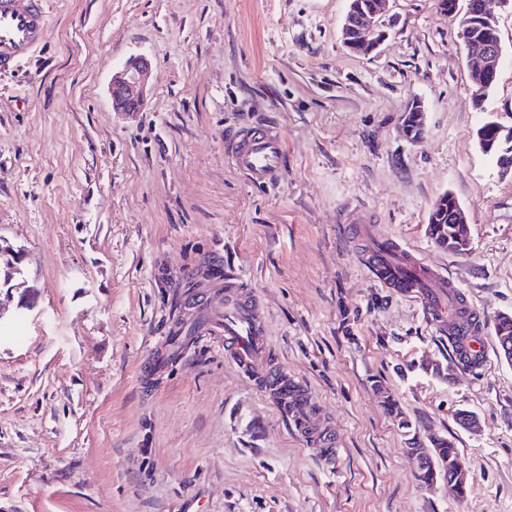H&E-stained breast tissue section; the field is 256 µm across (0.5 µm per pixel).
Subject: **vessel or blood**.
Wrapping results in <instances>:
<instances>
[{"label":"vessel or blood","instance_id":"vessel-or-blood-1","mask_svg":"<svg viewBox=\"0 0 512 512\" xmlns=\"http://www.w3.org/2000/svg\"><path fill=\"white\" fill-rule=\"evenodd\" d=\"M45 0H0V72L13 69L45 37ZM285 144L282 135L267 125H257L237 133L231 155L235 165L250 182L261 186L277 181L285 171ZM376 279L402 295L418 298L431 319L447 324L441 295L435 290L440 276L393 241L364 253ZM201 285L222 291L221 306L208 310L195 320V331L220 336L237 368L269 391L293 431L316 446L326 462H335L338 442L335 434L315 424L316 406L301 382L286 372L273 371L268 356L265 328L259 303L245 289L241 275L225 271L216 259L200 272ZM455 336L456 357L482 359L483 348L476 333L464 321L449 324Z\"/></svg>","mask_w":512,"mask_h":512}]
</instances>
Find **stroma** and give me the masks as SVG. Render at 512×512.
I'll use <instances>...</instances> for the list:
<instances>
[{"label": "stroma", "mask_w": 512, "mask_h": 512, "mask_svg": "<svg viewBox=\"0 0 512 512\" xmlns=\"http://www.w3.org/2000/svg\"><path fill=\"white\" fill-rule=\"evenodd\" d=\"M347 9L48 0L45 42L0 74V249L21 253L26 286H0V312L24 322L23 342L0 338V512H512V365L495 331L512 315V175L477 142L488 119L512 125V9L496 11L505 59L480 104L438 0H390L370 55L344 45ZM134 57L145 104L114 111L109 83ZM415 100L417 141L401 127ZM265 121L288 154L268 187L230 154ZM446 193L468 254L428 235ZM386 239L458 288L482 364L458 363L421 303L375 279L362 255ZM217 252L260 303L272 366L335 432V465L219 337L151 368L172 321L220 305L186 279ZM387 394L419 437L454 443L465 497L417 480Z\"/></svg>", "instance_id": "stroma-1"}]
</instances>
